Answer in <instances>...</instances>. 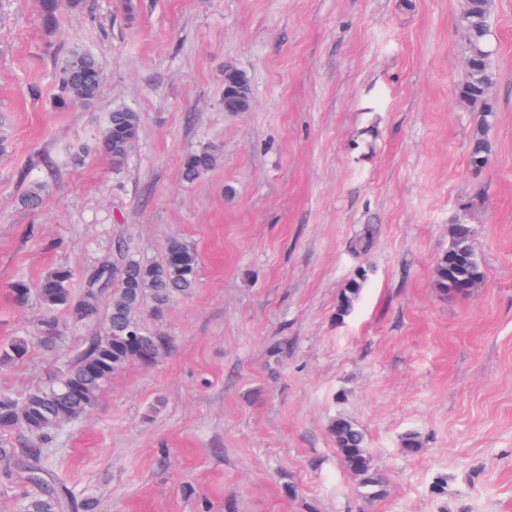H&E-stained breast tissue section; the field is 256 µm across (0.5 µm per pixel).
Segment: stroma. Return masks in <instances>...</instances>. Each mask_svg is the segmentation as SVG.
<instances>
[{"mask_svg":"<svg viewBox=\"0 0 512 512\" xmlns=\"http://www.w3.org/2000/svg\"><path fill=\"white\" fill-rule=\"evenodd\" d=\"M133 3L87 0L48 35L38 0H0V344L42 318L14 302L18 277L68 266L82 288L120 242L157 261L177 236L199 256L190 294L140 314L171 350L126 365L60 429L56 475L96 512H512V0H495L498 112L479 171L458 96L463 0ZM75 47L104 81L93 106L60 112L54 61ZM228 66L251 111H225ZM116 107L142 118L126 167L71 158ZM202 150L217 165L185 182L183 157ZM37 183L32 211L19 198ZM461 221L484 277L450 297L434 266ZM57 320L60 338L0 367V394L48 385L100 332ZM339 416L363 431L383 498L365 500L338 457ZM366 270H360L357 276L349 281L346 287L342 290L337 303V314L344 317L350 314L355 304L360 298L366 281Z\"/></svg>","mask_w":512,"mask_h":512,"instance_id":"1","label":"stroma"}]
</instances>
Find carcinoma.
I'll list each match as a JSON object with an SVG mask.
<instances>
[{"label":"carcinoma","instance_id":"cac0c4a2","mask_svg":"<svg viewBox=\"0 0 512 512\" xmlns=\"http://www.w3.org/2000/svg\"><path fill=\"white\" fill-rule=\"evenodd\" d=\"M85 8L86 0H39L38 22L43 31L52 34L62 11L82 12ZM494 9V0H464L459 18L465 60L460 96L476 112L470 164L477 171L486 166L492 153L489 131L497 112L491 94L496 80L495 52L489 39ZM55 71L58 109L89 106L98 101L103 72L95 55L77 48L69 50L57 58ZM224 89V108L248 110V98L240 94L235 74H224ZM140 132V113L128 107L113 109L94 145L79 144L73 154L82 156L94 149L104 153L112 169L119 171L136 148ZM215 165L216 157L208 151L189 154L181 165L183 179L193 182ZM43 192L42 185H33L21 198L24 207L39 208ZM450 234L448 250L435 264V286L443 294L460 296L469 285L482 280L483 270L476 258L471 226L463 222L454 224ZM119 251L122 263L116 267L110 261L102 263L78 294L71 288L74 273L68 267L56 268L35 289L23 277L10 286L20 305L36 298L47 313L45 325L55 323L54 315L59 312L68 313L73 327L103 321V334L89 337L53 383L21 397L0 395V461L24 471L31 485L22 498L21 512H60L64 506L94 512V502H77L71 488L52 474L48 447L60 428L80 419L95 406L101 389L113 374L131 362L155 361L169 350L168 337L157 336L142 325L139 313L144 303L151 302L152 313L161 316L176 296L188 293L196 285L198 255L179 238L168 240L159 262L144 261L123 244ZM110 269L112 287H98L99 280ZM365 281L366 271L361 270L342 290L337 303L339 316H347L353 310ZM105 295L110 301L104 313L101 300ZM30 347L29 337H13L0 345V365L23 362ZM5 433L23 434L26 439L15 445L2 439ZM331 433L337 455L348 471L361 476L360 486L366 496H383L385 482L365 448L363 431L352 420L338 416L331 425Z\"/></svg>","mask_w":512,"mask_h":512}]
</instances>
